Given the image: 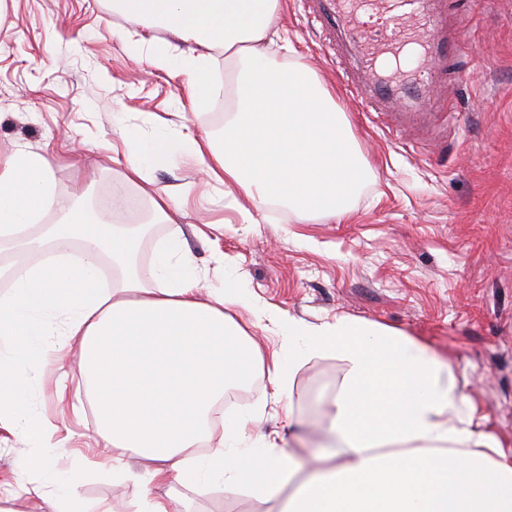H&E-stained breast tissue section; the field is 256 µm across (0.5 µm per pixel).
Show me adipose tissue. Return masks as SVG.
Masks as SVG:
<instances>
[{
  "instance_id": "1",
  "label": "adipose tissue",
  "mask_w": 512,
  "mask_h": 512,
  "mask_svg": "<svg viewBox=\"0 0 512 512\" xmlns=\"http://www.w3.org/2000/svg\"><path fill=\"white\" fill-rule=\"evenodd\" d=\"M118 12L151 37L150 62L184 76L189 108L215 95L210 51L233 54L239 99L225 115L222 146L209 136L174 138L166 129L125 132L124 181L144 182L171 150L195 155L207 178L240 188L298 219L348 214L372 175L335 94L307 67L273 65L263 43L279 20V0H114ZM185 47L172 52L171 39ZM80 199L56 193L46 157L19 149L0 161V243L20 257L0 265V419L28 442L41 438L27 415L43 339L61 332L60 354L78 350L106 448L147 460L127 477L145 488L176 478L185 485L246 486L258 504L273 500L293 475V453L251 442L245 415L224 421L214 448V408L266 364L276 395L291 394L301 365L327 354L345 363L332 400L334 452L288 502L285 512H512V457L479 429L475 407L451 365L405 333L345 316L320 323L259 307L240 279L205 289L191 252L166 240L144 279L136 234L88 215ZM55 221L40 236L35 224ZM118 277L103 286L102 261ZM248 310L249 325L228 315ZM280 338L262 354L248 336ZM52 497L28 493L29 512H103L80 499L72 476L51 473Z\"/></svg>"
}]
</instances>
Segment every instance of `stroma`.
Instances as JSON below:
<instances>
[{"label":"stroma","instance_id":"35a3bbf8","mask_svg":"<svg viewBox=\"0 0 512 512\" xmlns=\"http://www.w3.org/2000/svg\"><path fill=\"white\" fill-rule=\"evenodd\" d=\"M282 43L268 47L281 67L312 68L336 94L372 170L348 216L298 222L276 202L255 205L224 196L200 163L173 151L149 174L160 192L191 186L177 224L152 223V204L125 182L122 133L150 135L161 126L193 136L220 134L211 109L190 111L184 77L150 65L149 50L129 42L149 36L113 11L110 0H0V156L41 151L61 193L114 224H147L140 260L159 242L179 237L205 283H223L231 265L265 307L311 322L346 316L414 337L448 359L463 393L486 427L512 451V0H431L449 27L463 26L470 47L450 60L435 87L453 100L447 136L408 124L388 131L363 111L349 83L364 79L363 52L351 31L326 28L304 0H280ZM344 373L333 355L298 370L292 399H274L257 371L243 411L261 410L255 440L306 441L288 490L311 473L327 426L326 406ZM35 419L55 426L56 447L18 442L0 428V479L13 488L42 485L36 459L74 474L79 496L112 512H136L141 485L94 470L98 438L90 398L77 376L41 363ZM67 400L58 403L57 386ZM176 512H257L249 493L224 483L196 487L170 480Z\"/></svg>","mask_w":512,"mask_h":512}]
</instances>
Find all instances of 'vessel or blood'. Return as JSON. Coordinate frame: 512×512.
Instances as JSON below:
<instances>
[{"label":"vessel or blood","mask_w":512,"mask_h":512,"mask_svg":"<svg viewBox=\"0 0 512 512\" xmlns=\"http://www.w3.org/2000/svg\"><path fill=\"white\" fill-rule=\"evenodd\" d=\"M306 4L310 13L319 15L327 23L339 16L354 18L366 8L389 12L388 25L355 31L356 38L365 46L368 68L373 72L382 69L385 58L400 57L410 44L419 46V57L409 70L393 68L394 76H404L405 85L399 86L380 78L374 86L362 88L361 93L365 102L372 105L378 99L392 98L401 88L412 89L425 107L423 120L434 121L436 111L430 96L437 74L436 65L463 54L469 46L461 31L446 30L444 18L430 11L428 0H306Z\"/></svg>","instance_id":"b4317fda"}]
</instances>
